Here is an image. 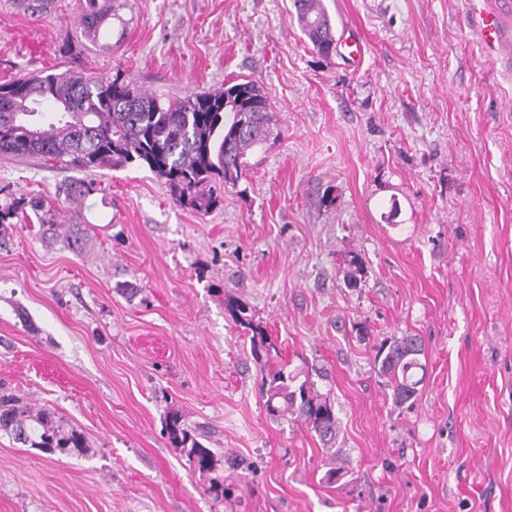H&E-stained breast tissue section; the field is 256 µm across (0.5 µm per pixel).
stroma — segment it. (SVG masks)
<instances>
[{"mask_svg": "<svg viewBox=\"0 0 512 512\" xmlns=\"http://www.w3.org/2000/svg\"><path fill=\"white\" fill-rule=\"evenodd\" d=\"M322 3L359 37L357 64L318 55L293 0H114L106 47L82 0L44 20L0 0V81L89 69L167 100L247 79L277 133L206 214L144 167L0 156V207L42 204L0 224V388L88 445L49 455L1 433L0 512H512V77L463 0ZM80 180L93 195L65 199ZM232 297L329 399L340 483L306 424L267 413ZM406 334L425 378L400 405L374 358ZM173 411L215 474L172 447Z\"/></svg>", "mask_w": 512, "mask_h": 512, "instance_id": "35a3bbf8", "label": "stroma"}]
</instances>
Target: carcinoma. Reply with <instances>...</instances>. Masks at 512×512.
Returning a JSON list of instances; mask_svg holds the SVG:
<instances>
[{"label":"carcinoma","mask_w":512,"mask_h":512,"mask_svg":"<svg viewBox=\"0 0 512 512\" xmlns=\"http://www.w3.org/2000/svg\"><path fill=\"white\" fill-rule=\"evenodd\" d=\"M27 12L43 16L51 0H14ZM301 32L325 59L336 53L331 20L313 0H294ZM111 0H83L80 26L94 42L111 34L105 26ZM236 93L239 109L224 110V95ZM275 120L268 98L252 80L229 82L215 92L192 93L164 102L152 93L91 71L22 73L0 83V155L40 156L63 161L80 171L146 167L171 189L181 206L207 213L220 202L217 188L235 186L251 169L250 156L263 148ZM96 191L95 183L77 181L63 187L73 200ZM38 211L39 202L21 197L0 208V224L18 216L24 205ZM235 322L252 333L256 357L275 351L266 331L246 318V307L230 306ZM424 349L417 336L393 337L377 349L375 364L388 381L395 402L405 403L417 392ZM284 361L267 377L266 410L272 417L303 420L327 446V482H340L350 469L333 448L339 421L327 398L311 392ZM171 444L198 471L214 470L213 451L199 442L173 414L166 425ZM0 432L30 448L68 455L85 447L84 434L64 428L45 409L19 405L11 393L0 391Z\"/></svg>","instance_id":"1"}]
</instances>
